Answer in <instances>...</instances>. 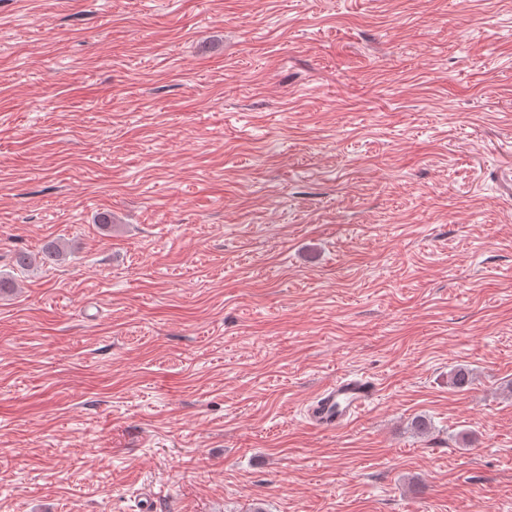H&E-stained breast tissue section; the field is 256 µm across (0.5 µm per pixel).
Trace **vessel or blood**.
Wrapping results in <instances>:
<instances>
[{"label": "vessel or blood", "instance_id": "b4317fda", "mask_svg": "<svg viewBox=\"0 0 512 512\" xmlns=\"http://www.w3.org/2000/svg\"><path fill=\"white\" fill-rule=\"evenodd\" d=\"M377 383L365 376L345 373L322 386L308 413L318 429H338L359 418L375 400Z\"/></svg>", "mask_w": 512, "mask_h": 512}]
</instances>
